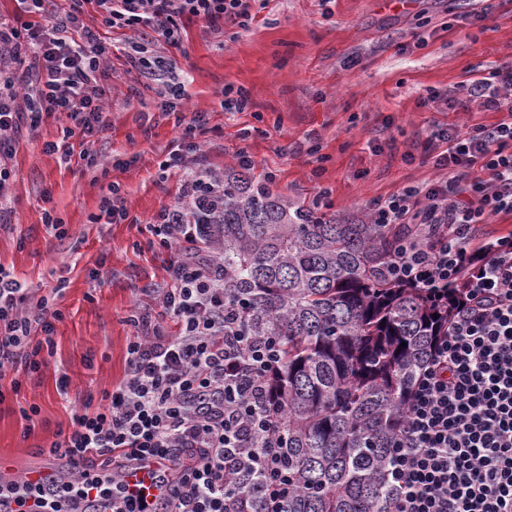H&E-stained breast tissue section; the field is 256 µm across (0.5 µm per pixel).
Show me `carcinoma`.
I'll return each instance as SVG.
<instances>
[{
  "instance_id": "carcinoma-1",
  "label": "carcinoma",
  "mask_w": 512,
  "mask_h": 512,
  "mask_svg": "<svg viewBox=\"0 0 512 512\" xmlns=\"http://www.w3.org/2000/svg\"><path fill=\"white\" fill-rule=\"evenodd\" d=\"M219 196L191 219L245 331L276 342L267 414L288 469L283 512H390L393 440L461 285L388 278L397 224L338 220L243 170L224 172Z\"/></svg>"
}]
</instances>
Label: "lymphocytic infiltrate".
I'll use <instances>...</instances> for the list:
<instances>
[{
	"mask_svg": "<svg viewBox=\"0 0 512 512\" xmlns=\"http://www.w3.org/2000/svg\"><path fill=\"white\" fill-rule=\"evenodd\" d=\"M24 11L0 18V200L9 195V160L23 130L66 114L65 143L44 150L70 160L69 138L78 136L88 166L98 164L93 136L107 127L108 92L97 81L109 48L97 29L71 30L83 6L104 27L146 35L147 46L129 56L132 69L165 82L158 102L164 114L180 112L184 81L166 83L161 57L149 44L182 42V24L201 20L244 29L255 8L269 0H71L60 13L55 0H21ZM499 113V120L461 132L440 127L432 142L447 150L438 164L445 178L425 187L407 186L377 201L375 224H410L387 274L421 288L451 282L463 300L414 382L390 457L394 484L391 512H512V232L472 245L474 225L512 215V60L458 86L448 97L420 101L432 109ZM208 116L197 112L182 129L180 144L161 164L181 171L180 197L163 208L151 232L158 249L178 250L165 287L157 289L161 319L135 317L125 378L104 405L82 408L60 432L50 453L65 457L81 474L86 455L112 466L110 477L66 485L64 493L38 491L50 512H72L69 502L89 495L107 499L111 512H251V499L234 482L251 478L257 493L278 505L288 494V473L275 422L268 380L274 348L247 335L240 311L224 301V274L196 251L201 235L190 204L215 192L206 168L197 166L199 139ZM59 311L33 299L22 283L0 268V381L44 364L43 345ZM162 465L158 489L129 485L133 467Z\"/></svg>",
	"mask_w": 512,
	"mask_h": 512,
	"instance_id": "obj_1",
	"label": "lymphocytic infiltrate"
}]
</instances>
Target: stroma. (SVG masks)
Returning a JSON list of instances; mask_svg holds the SVG:
<instances>
[{"instance_id":"obj_1","label":"stroma","mask_w":512,"mask_h":512,"mask_svg":"<svg viewBox=\"0 0 512 512\" xmlns=\"http://www.w3.org/2000/svg\"><path fill=\"white\" fill-rule=\"evenodd\" d=\"M489 19L468 20L479 0H271L248 29L217 31L185 23L180 47L157 43V53L187 76L184 113L207 112L210 130L200 156L216 172L237 168L240 150L255 159V177L273 174L291 200L318 203L336 218L362 219L377 199L408 185L443 177L426 147L435 126L463 130L498 120L495 112H435L419 102L451 92L479 71L512 59V0H494ZM108 129L95 144L101 161L64 165L44 153L69 121L45 119L24 133L10 161L11 194L0 214V265L61 317L42 368L20 375L17 392L0 402V456L27 466L67 429L85 401L100 403L125 377L136 334L134 308L154 313L150 288L167 280L168 255L151 249L148 226L180 194L178 175L158 169L181 131L156 107L158 86L126 63L134 39L108 30ZM357 65H350V58ZM247 90L250 107L222 106L225 85ZM318 143L310 156L309 143ZM126 167L114 166V159ZM119 185L130 219L94 224L111 185ZM52 211L66 231L50 235ZM36 409L26 431L21 413Z\"/></svg>"}]
</instances>
